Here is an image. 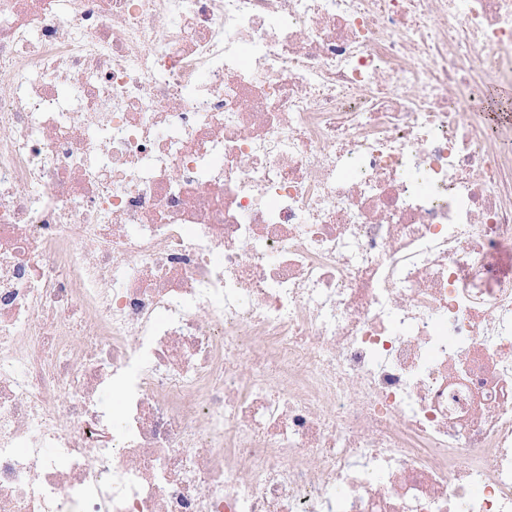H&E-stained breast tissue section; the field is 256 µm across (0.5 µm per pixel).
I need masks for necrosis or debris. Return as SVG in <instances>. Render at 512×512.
Segmentation results:
<instances>
[{
    "label": "necrosis or debris",
    "instance_id": "1",
    "mask_svg": "<svg viewBox=\"0 0 512 512\" xmlns=\"http://www.w3.org/2000/svg\"><path fill=\"white\" fill-rule=\"evenodd\" d=\"M487 81L512 0H0V512H512Z\"/></svg>",
    "mask_w": 512,
    "mask_h": 512
}]
</instances>
